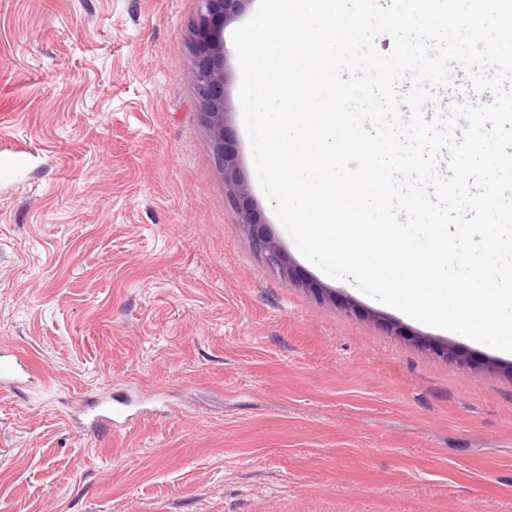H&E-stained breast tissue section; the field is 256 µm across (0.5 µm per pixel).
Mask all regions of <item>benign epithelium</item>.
I'll return each mask as SVG.
<instances>
[{"mask_svg":"<svg viewBox=\"0 0 512 512\" xmlns=\"http://www.w3.org/2000/svg\"><path fill=\"white\" fill-rule=\"evenodd\" d=\"M250 0H201V9L192 22L195 95L200 117L207 129L211 144V160L224 173V191L234 210L237 223L250 234L254 250L271 266L282 271L288 279L292 271L280 246L265 233L256 230L257 213L249 193L237 173L236 152L229 140L224 107V26L239 16ZM429 347L440 357L459 362L471 358L448 345L431 343Z\"/></svg>","mask_w":512,"mask_h":512,"instance_id":"7a95c632","label":"benign epithelium"}]
</instances>
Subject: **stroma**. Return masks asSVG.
<instances>
[{"label": "stroma", "instance_id": "35a3bbf8", "mask_svg": "<svg viewBox=\"0 0 512 512\" xmlns=\"http://www.w3.org/2000/svg\"><path fill=\"white\" fill-rule=\"evenodd\" d=\"M257 6L225 108L293 281L211 161L199 0H0V342L39 370L0 397V512H512V355L328 277L260 189L231 40ZM99 387L126 429L76 422Z\"/></svg>", "mask_w": 512, "mask_h": 512}]
</instances>
